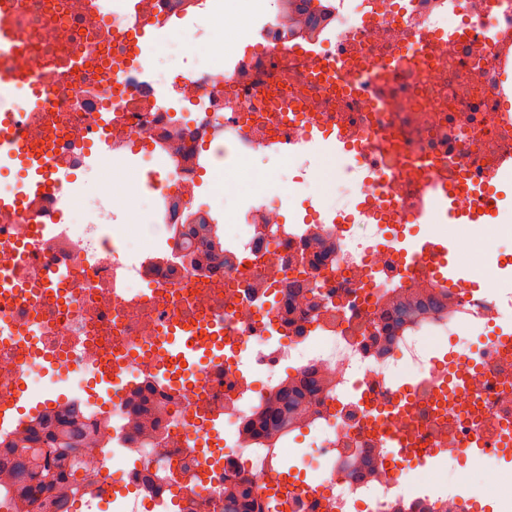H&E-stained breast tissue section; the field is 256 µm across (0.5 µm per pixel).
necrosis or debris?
Segmentation results:
<instances>
[{"label":"necrosis or debris","mask_w":512,"mask_h":512,"mask_svg":"<svg viewBox=\"0 0 512 512\" xmlns=\"http://www.w3.org/2000/svg\"><path fill=\"white\" fill-rule=\"evenodd\" d=\"M145 22L131 24L133 14ZM202 23L206 46L186 37L173 47L206 65L181 70L158 56L142 60L134 45L171 18ZM461 30L454 44L423 47L426 32ZM18 49H0V78L25 72L46 88L43 109L20 131L49 127L54 164L65 177L59 194L33 197L22 211H0V271L32 287L62 281L56 300L0 301V319L41 318L35 349L0 343V402L14 392L13 374L27 384L57 360L56 380L84 403L88 434L60 495L75 506L89 489L103 494L119 477L116 512L178 495L179 512H224V488L250 489L248 512H469L474 485L448 477V462L483 442L484 484L512 512V468L498 464L512 446V351L497 338L472 343L480 325L512 322V290L501 260L481 257L461 225L439 220L428 238L447 242L479 277L480 293L449 287L431 259L409 260L388 246L409 234L430 177L448 185L450 204L475 212L491 201L498 160L512 159V125H505L495 90L499 60L512 54V0H349L336 37L300 32L284 0H107L104 12L82 0H19ZM245 42L235 66L225 46ZM317 56L304 54L305 45ZM342 58L344 79L318 74L319 60ZM396 59L383 72L379 65ZM164 97H157V89ZM112 114L105 135L112 156L97 201L79 220L36 235L41 216L63 208L95 167L86 157L99 116ZM344 126L372 172L356 185L373 203L367 222L287 224L281 188L259 171L272 140L306 128L329 136ZM212 153V190L194 189L201 150ZM248 195L219 181L227 151ZM224 212V274L191 262L200 239L180 235ZM168 258H154L158 240ZM443 295L440 308H425ZM223 317L224 364L191 387L164 389L156 377L164 356L155 344L176 318ZM449 345L439 354L441 345ZM123 360L135 386L111 406L90 397L93 370ZM322 379L304 398L302 416L273 438H246L245 427L285 380ZM224 405V452L207 457L190 439L207 411ZM315 433L316 481H291L280 467L290 438ZM405 436L407 468L385 445ZM210 470L204 489L199 471Z\"/></svg>","instance_id":"necrosis-or-debris-1"}]
</instances>
